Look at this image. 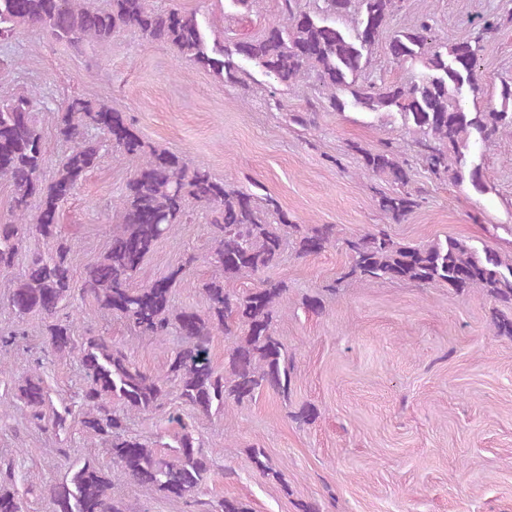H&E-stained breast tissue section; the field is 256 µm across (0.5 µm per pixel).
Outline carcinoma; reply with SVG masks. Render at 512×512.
Listing matches in <instances>:
<instances>
[{
  "mask_svg": "<svg viewBox=\"0 0 512 512\" xmlns=\"http://www.w3.org/2000/svg\"><path fill=\"white\" fill-rule=\"evenodd\" d=\"M323 2L307 12L298 0H279V16L262 35L226 42L210 37L198 11L159 10L150 0H105L102 8H91L86 0H0V39H12L23 26L80 50L131 30L227 84L244 83L248 64L288 89L308 79L335 111L350 104L361 112L399 114L417 135L419 155L430 176L456 183L467 179L479 186L482 172L472 148L478 143L487 147L497 135L512 133V82H502L498 109L467 112L461 96L465 90H478L481 42L497 24L484 21L469 41L438 42L430 19L417 20L394 34L388 48L395 60H416L424 72L409 84L377 85L361 76L400 0ZM353 9L357 19L347 31L338 21ZM38 102L32 90L0 97V180L12 187L9 210L0 216V276L9 278L7 309L19 322L40 315L49 352L78 359L86 381L80 431L90 440L107 442V453L129 480L174 499H189L198 512H249L236 498L216 504L199 498L208 461L201 442L181 418H167L179 424L181 432L173 443L161 444L173 448V454L164 456L131 434L127 420L132 414L163 413L172 387L182 404L206 416L250 402L264 390L288 398L296 366L275 327L287 285L264 273L280 264L290 240L300 258L325 251L336 243V225L293 223L272 197L261 200L215 179L203 166L147 144L123 113L80 96L71 97L58 114L57 135L71 147L47 180L43 136L33 115ZM90 127L96 135L88 133ZM109 145L125 157L131 175L112 204L117 224L107 250L77 282L70 247L58 224L60 208ZM363 163L394 185L377 200L379 210L395 223L404 220L418 206V195L409 188L410 169L399 150L387 144L365 151ZM33 199L38 207L31 218ZM191 202L203 209L214 240L208 257L212 276L202 288L207 301L203 313L176 306L172 296V288L196 260L193 255L147 285H132L158 242L174 234L189 216ZM31 233L52 243V251L32 256L16 274L19 250ZM344 246L348 266L338 281L389 280L420 288L446 284L458 295L480 291L496 304L490 318L493 334L512 340L511 255L455 238L404 244L384 229L346 238ZM242 279L255 284L241 292L236 283ZM77 295L125 320L141 337L162 342L175 334L184 346L174 352L164 373L152 375L142 371L122 345L102 336L78 341L71 321L59 318L64 303ZM218 333L230 340L222 370L209 355ZM17 397L29 410L31 427L66 430L67 408L46 421L49 395L36 371L27 369L18 377ZM249 457L259 473L269 474L264 449L250 448ZM10 482L11 465L0 462V512H23L22 499ZM111 488L109 473L99 463H75L51 489L53 512H137L111 497Z\"/></svg>",
  "mask_w": 512,
  "mask_h": 512,
  "instance_id": "1",
  "label": "carcinoma"
}]
</instances>
